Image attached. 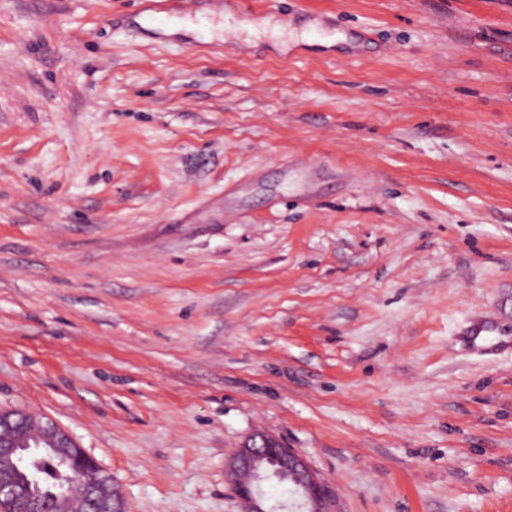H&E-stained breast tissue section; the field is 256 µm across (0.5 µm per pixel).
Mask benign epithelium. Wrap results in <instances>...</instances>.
<instances>
[{"label":"benign epithelium","instance_id":"1","mask_svg":"<svg viewBox=\"0 0 512 512\" xmlns=\"http://www.w3.org/2000/svg\"><path fill=\"white\" fill-rule=\"evenodd\" d=\"M31 448L67 464L70 481L42 493L40 474L25 467L24 454ZM224 471L239 512H275L262 490L271 480L293 487L301 512H341L333 509L337 498L306 454L272 434L249 435L225 460ZM61 502L70 503L72 512H127L112 474L55 420L25 408L0 409V512H57Z\"/></svg>","mask_w":512,"mask_h":512}]
</instances>
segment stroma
<instances>
[{
  "label": "stroma",
  "instance_id": "1",
  "mask_svg": "<svg viewBox=\"0 0 512 512\" xmlns=\"http://www.w3.org/2000/svg\"><path fill=\"white\" fill-rule=\"evenodd\" d=\"M0 0V408L129 512H512V0ZM280 31H273V23ZM238 512H275L267 506L262 485L276 480L293 487L301 512H342L334 492L312 467L304 452L289 448L279 437L258 431L249 435L224 462ZM336 502V510L332 508Z\"/></svg>",
  "mask_w": 512,
  "mask_h": 512
}]
</instances>
